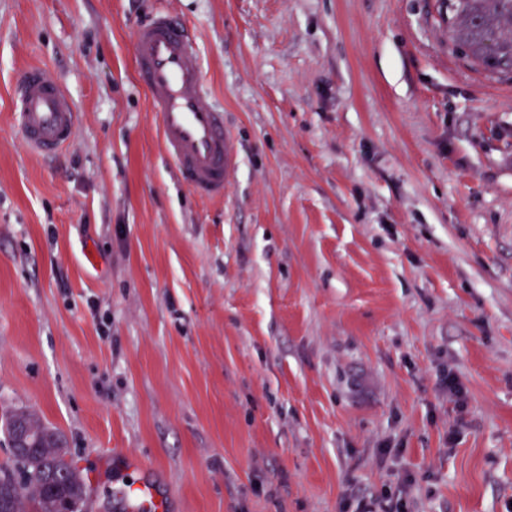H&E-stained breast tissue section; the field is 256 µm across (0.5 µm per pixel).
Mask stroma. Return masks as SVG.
<instances>
[{
  "label": "stroma",
  "mask_w": 512,
  "mask_h": 512,
  "mask_svg": "<svg viewBox=\"0 0 512 512\" xmlns=\"http://www.w3.org/2000/svg\"><path fill=\"white\" fill-rule=\"evenodd\" d=\"M432 0H0V415L59 429L110 512H512V80ZM194 36L238 166L160 152L135 28ZM78 121L31 154L13 89ZM463 386L448 391L449 377ZM13 121L32 154L53 157L72 140L76 106L48 71L29 67L16 85ZM112 498L122 504L124 512H167L165 500L157 497L152 484L143 479L115 482Z\"/></svg>",
  "instance_id": "stroma-1"
}]
</instances>
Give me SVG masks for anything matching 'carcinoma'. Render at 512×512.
I'll return each mask as SVG.
<instances>
[{"instance_id": "obj_1", "label": "carcinoma", "mask_w": 512, "mask_h": 512, "mask_svg": "<svg viewBox=\"0 0 512 512\" xmlns=\"http://www.w3.org/2000/svg\"><path fill=\"white\" fill-rule=\"evenodd\" d=\"M448 45L471 69L512 79V0H448ZM16 472L0 471V512H61L85 497L82 472L60 437L44 436L12 453Z\"/></svg>"}]
</instances>
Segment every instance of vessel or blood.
<instances>
[{"instance_id": "b4317fda", "label": "vessel or blood", "mask_w": 512, "mask_h": 512, "mask_svg": "<svg viewBox=\"0 0 512 512\" xmlns=\"http://www.w3.org/2000/svg\"><path fill=\"white\" fill-rule=\"evenodd\" d=\"M134 46L139 81L158 122L162 153L198 197H223L235 169L236 151L224 127L222 108L203 94L192 36L170 15L160 13L137 27ZM13 121L32 154L53 157L72 140L76 106L48 71L30 67L14 92ZM112 496L124 512H167L165 500L143 479L114 483Z\"/></svg>"}]
</instances>
